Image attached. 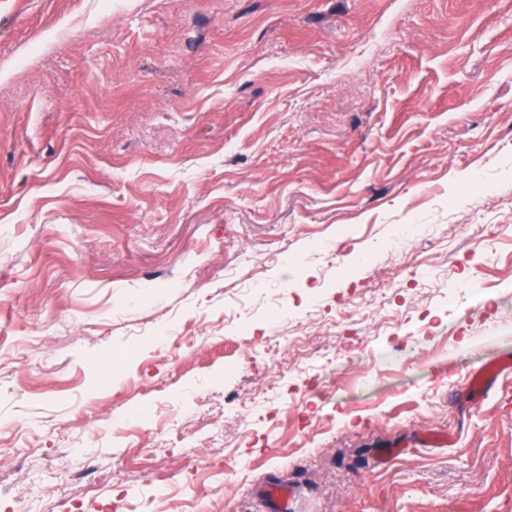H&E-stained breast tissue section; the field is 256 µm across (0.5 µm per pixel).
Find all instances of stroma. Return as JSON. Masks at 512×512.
<instances>
[{"label":"stroma","instance_id":"obj_1","mask_svg":"<svg viewBox=\"0 0 512 512\" xmlns=\"http://www.w3.org/2000/svg\"><path fill=\"white\" fill-rule=\"evenodd\" d=\"M506 354L512 0H0V512H512ZM509 374H512L511 358L505 357L489 362L469 375L464 393L476 394L489 391L496 385L501 376L507 377ZM262 495L268 512H301L299 501L302 490L297 484H287L275 475H269L263 482Z\"/></svg>","mask_w":512,"mask_h":512}]
</instances>
